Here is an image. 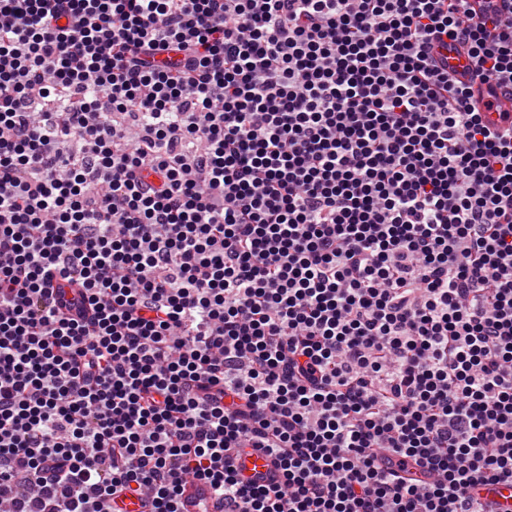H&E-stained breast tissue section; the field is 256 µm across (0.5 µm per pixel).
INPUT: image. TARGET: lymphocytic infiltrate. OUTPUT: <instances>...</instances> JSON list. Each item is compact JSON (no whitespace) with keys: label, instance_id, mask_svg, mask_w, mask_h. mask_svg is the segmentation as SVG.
Listing matches in <instances>:
<instances>
[{"label":"lymphocytic infiltrate","instance_id":"1","mask_svg":"<svg viewBox=\"0 0 512 512\" xmlns=\"http://www.w3.org/2000/svg\"><path fill=\"white\" fill-rule=\"evenodd\" d=\"M476 76L512 85V0H0L7 512H178L188 479L224 512H489L512 129ZM475 88L481 99L482 115L486 123L491 126L512 124L511 95L504 93L502 90V92L497 90L496 96L489 97L486 86L479 82L478 77L475 79ZM487 101H491L492 105L486 107L485 102ZM231 464L244 481L267 484L281 477L276 459L259 449L251 448L246 454L231 453Z\"/></svg>","mask_w":512,"mask_h":512}]
</instances>
